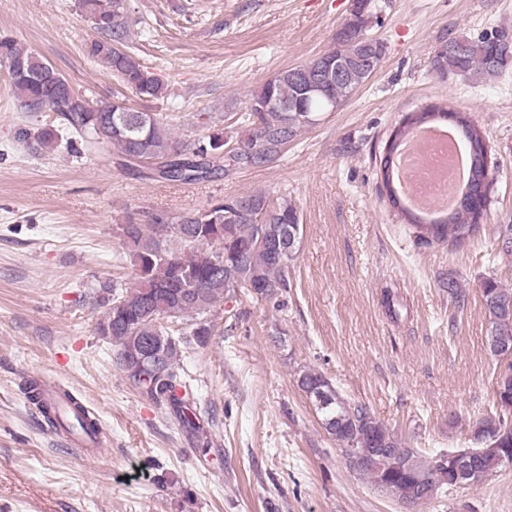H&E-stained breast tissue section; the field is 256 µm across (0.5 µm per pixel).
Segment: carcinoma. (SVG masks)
Segmentation results:
<instances>
[{
	"instance_id": "obj_1",
	"label": "carcinoma",
	"mask_w": 512,
	"mask_h": 512,
	"mask_svg": "<svg viewBox=\"0 0 512 512\" xmlns=\"http://www.w3.org/2000/svg\"><path fill=\"white\" fill-rule=\"evenodd\" d=\"M99 37L85 46L87 57L106 67L123 86L144 102L164 97L161 78L133 52L129 17L123 0H80ZM382 11L379 0H355L336 34L335 47L309 61L286 68L268 80L247 106L245 123L250 126L243 144L227 148L224 131L212 132L192 147L184 146L172 132L168 117L148 109L132 110L122 101L100 105L68 81L47 61L9 37L0 38V60L6 64L11 84L18 92L20 108L56 114L58 123L37 132V146L54 151L61 144L81 142L93 152L106 145L121 153L124 161L138 159L153 177L189 183L210 179L278 157L300 129L317 124L321 114L340 107L374 73L364 64L373 56L381 60L385 45L369 38L367 23ZM512 43L505 29L490 28L476 37L442 36L434 54L433 71L454 74L473 84L484 83L512 70V61L501 63V44ZM342 57L349 67L341 81L319 83L322 68ZM458 117L456 128L466 140H479L481 132L464 113L446 104L428 105L407 114L390 136L389 150L381 159V174L389 201L424 244H460L480 229V212L473 202L487 199L488 173L480 156L468 158L467 184L461 200L445 215L428 219L407 209L395 191L397 176L392 157L400 141L419 126ZM295 238L288 249H276L284 229ZM121 234L136 267L135 282L112 285L102 297L104 312L98 323L100 335L117 347V364L128 380L147 398L168 406L184 431L205 434L197 414L192 387L177 362L181 346L188 343L183 325L193 322L192 335L205 345L212 335L213 311L224 297L239 291L270 299L287 287L288 263L303 237L300 213L288 199L272 201L261 192L241 193L211 201L207 207L173 217L167 211L151 215L146 224H123ZM480 295L489 316L488 335L512 348V289L496 279L481 281ZM140 349L160 351L159 361L148 370L132 373L124 357ZM299 388L322 415L325 430L341 448L368 459L356 470L374 485L401 499H420L419 483L442 478L448 489L482 483L498 467L512 463V360L499 374L496 396L498 415L476 423L473 440L480 451L468 457L469 480L453 474L455 460L448 454L426 458L406 447L361 406H351L320 372L300 373ZM29 398L36 402L51 426L59 423L55 410L43 404L38 382L26 383ZM78 427L97 431L83 406L70 399Z\"/></svg>"
}]
</instances>
